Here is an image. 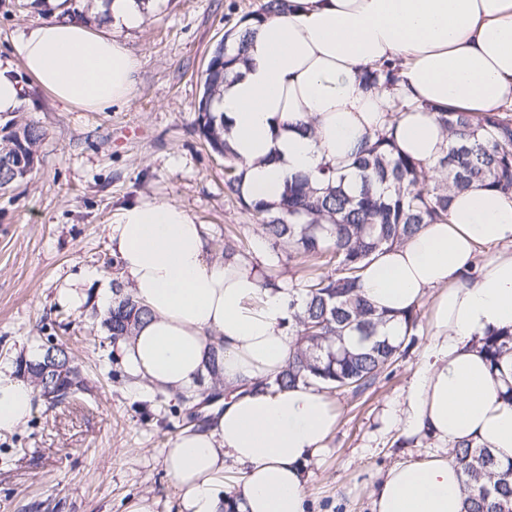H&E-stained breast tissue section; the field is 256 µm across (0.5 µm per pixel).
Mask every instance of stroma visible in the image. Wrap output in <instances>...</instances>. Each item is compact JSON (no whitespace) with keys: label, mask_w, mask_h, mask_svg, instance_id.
Segmentation results:
<instances>
[{"label":"stroma","mask_w":512,"mask_h":512,"mask_svg":"<svg viewBox=\"0 0 512 512\" xmlns=\"http://www.w3.org/2000/svg\"><path fill=\"white\" fill-rule=\"evenodd\" d=\"M262 0H161L139 28L123 32L142 60L136 90L104 112L67 106L36 84L12 40L46 14L38 0H0V63L26 100L16 119L45 130L27 185L0 191V363L15 365L53 337L69 352L81 387L73 401L38 402L28 423L0 432V512H128L148 498L177 512L179 491L162 459L184 406L154 401L113 354L95 302L73 310L57 290L93 267L115 277L109 223L117 206L154 197L185 207L212 240L247 236L262 262L271 248L256 219L224 186V160L194 128L200 74L224 32ZM428 305L414 341L365 392H330L338 412L327 447L308 466L309 512H371L387 470L434 444L406 441L388 418L423 363Z\"/></svg>","instance_id":"1"}]
</instances>
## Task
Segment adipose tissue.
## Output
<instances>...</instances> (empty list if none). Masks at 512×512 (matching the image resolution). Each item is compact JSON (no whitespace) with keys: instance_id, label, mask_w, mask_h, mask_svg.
I'll list each match as a JSON object with an SVG mask.
<instances>
[{"instance_id":"ef3b65f1","label":"adipose tissue","mask_w":512,"mask_h":512,"mask_svg":"<svg viewBox=\"0 0 512 512\" xmlns=\"http://www.w3.org/2000/svg\"><path fill=\"white\" fill-rule=\"evenodd\" d=\"M149 8L103 0L88 19L55 15L20 32L13 53L55 99L101 112L134 89L141 60L119 33L138 28ZM397 59L394 93L363 79L364 68ZM236 70L219 107L247 199L276 202L288 178L322 166L355 179V152L379 131L430 168L449 144L439 111L512 106V0H287L253 25ZM397 96L414 108L392 113ZM109 227L121 278L151 311L117 342L127 373L175 400L205 375L212 341L224 343L221 406L163 452L178 512H307V466L338 413L317 386L271 385L294 343L290 290L263 287L244 258L210 259L205 225L180 205L142 197ZM361 286L386 312L382 333L392 340L406 331L403 312L430 300L426 358L394 421L405 439L443 449L392 466L372 512H464L450 448L479 444L512 458V403L502 397L512 370L490 368L479 351L487 332L512 328V198L485 187L453 194L447 223L376 252ZM92 287L108 310L111 280L94 269L63 278L57 300L79 309ZM35 404L33 386L0 367V432L25 425Z\"/></svg>"}]
</instances>
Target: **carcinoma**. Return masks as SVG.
I'll use <instances>...</instances> for the list:
<instances>
[{
	"mask_svg": "<svg viewBox=\"0 0 512 512\" xmlns=\"http://www.w3.org/2000/svg\"><path fill=\"white\" fill-rule=\"evenodd\" d=\"M285 0H263L260 8L245 14L224 33L213 48L201 74L202 94L195 129L210 149L223 156L225 188L256 216L261 234L274 250L288 251V262L303 269L296 290L298 310L289 328L295 336L288 365L268 387L319 384L327 389L369 387L397 355L401 344L380 338L385 316L361 293V271L371 256L384 247L402 244L425 224L448 219L449 194L475 185L488 186L512 198V111L501 109L474 118L464 112H442L439 121L453 137L438 163L440 176L431 177L414 159L394 152L393 140L379 132L360 148L355 160L358 187H344V176L320 171L323 187L313 185L308 174L288 179L278 202L267 204L242 196L244 170L224 140V113L217 108L224 82L234 74L251 34L245 23L261 22L283 9ZM373 87L391 89L402 80L398 64L364 72ZM45 132L36 123H18L0 139V160L18 154L33 156ZM34 163L13 170L0 167V189L27 180ZM222 254L252 255L243 238L224 241ZM148 310L131 294L112 298L104 326L112 340L130 336ZM65 352L53 343L42 345L38 360L18 363L30 373L39 371L46 355ZM482 351L493 368L512 358V331L488 334ZM220 349L211 348L207 370L212 392L194 391L180 397L187 405L197 398L213 399L224 385L217 378ZM451 454L465 481V512H512V459L501 462L486 447L463 443Z\"/></svg>",
	"mask_w": 512,
	"mask_h": 512,
	"instance_id": "1",
	"label": "carcinoma"
}]
</instances>
